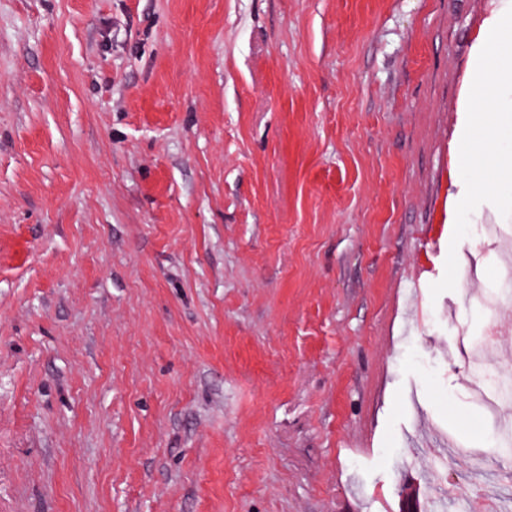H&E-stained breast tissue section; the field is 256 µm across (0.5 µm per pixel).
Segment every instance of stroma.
<instances>
[{
	"label": "stroma",
	"mask_w": 512,
	"mask_h": 512,
	"mask_svg": "<svg viewBox=\"0 0 512 512\" xmlns=\"http://www.w3.org/2000/svg\"><path fill=\"white\" fill-rule=\"evenodd\" d=\"M485 4L0 0V512H512ZM456 112H466L471 117L488 114L493 121L481 134L476 132L473 119L456 127V142L462 151L452 185L469 183L475 172L487 167L496 173L490 193H496L502 185H512L511 0H488L471 48ZM497 141L500 148L496 146ZM505 375L503 369L492 367L480 379L478 388V397L484 405L491 408L495 398L499 393V379Z\"/></svg>",
	"instance_id": "stroma-1"
}]
</instances>
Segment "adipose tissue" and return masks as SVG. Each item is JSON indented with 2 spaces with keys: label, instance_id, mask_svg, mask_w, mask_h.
Wrapping results in <instances>:
<instances>
[{
  "label": "adipose tissue",
  "instance_id": "obj_1",
  "mask_svg": "<svg viewBox=\"0 0 512 512\" xmlns=\"http://www.w3.org/2000/svg\"><path fill=\"white\" fill-rule=\"evenodd\" d=\"M458 111L468 119L456 130L461 152L454 184L493 168L500 184H512V0H488L473 42Z\"/></svg>",
  "mask_w": 512,
  "mask_h": 512
}]
</instances>
